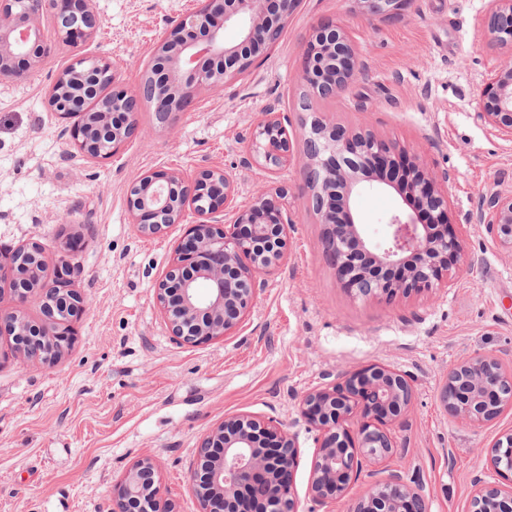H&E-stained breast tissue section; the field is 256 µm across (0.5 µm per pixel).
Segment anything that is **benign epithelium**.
<instances>
[{
    "instance_id": "obj_1",
    "label": "benign epithelium",
    "mask_w": 512,
    "mask_h": 512,
    "mask_svg": "<svg viewBox=\"0 0 512 512\" xmlns=\"http://www.w3.org/2000/svg\"><path fill=\"white\" fill-rule=\"evenodd\" d=\"M162 38L148 70L159 82L135 95L101 79L113 77L112 62L76 54L48 91L50 109L62 118L79 116L70 145L81 156L102 158L100 145L112 134L117 152L136 131V96H149L156 121L170 125L202 89L217 90L264 59L296 11L299 0H200ZM368 17L399 14L407 0H359ZM51 12L60 37L74 48L100 28L91 0H0V80L29 77L46 46L37 20ZM237 29L224 42V29ZM487 43L503 50V61L483 90L478 117L512 139V0H488ZM364 72V62L343 28L320 25L304 50L301 81L313 99L344 95ZM252 157L276 174L304 161L305 190L324 224V253L338 283L355 298H395L440 288L452 281V261L463 252L460 236L448 229L452 203L448 172L433 171L407 159V150L373 133L314 117L301 145L288 132V118L268 107L261 113ZM375 170L376 187L396 192L407 208L389 217L385 241L373 240L353 213L351 201L362 190L363 167ZM235 181L223 169H202L192 177L149 171L127 191L126 204L141 233L158 235L181 223L186 209L197 221L176 250L153 294L166 326L179 344L211 340L235 332L250 314L258 279L282 264L289 247L288 220L270 190H261L243 209L232 206ZM483 224L501 246L512 250V193L491 195ZM9 280L19 298L40 295L41 323L15 312L0 313L16 337L15 356L35 366L56 365L72 342L71 318L80 310L75 289L59 277L39 244L11 255ZM207 284L206 294L199 283ZM414 389L389 367L370 365L345 377L338 387L307 392L301 413L318 435L311 464L310 495L326 505L348 491L361 473L392 455L390 426L407 416ZM440 400L452 415L473 424L496 418L512 405V371L490 355L475 354L449 373ZM361 407L351 435L345 422ZM300 450L295 436L274 419L241 414L206 434L191 472L201 512H298L292 473ZM174 512L163 500L156 469L135 461L117 485L112 512ZM353 512H428L419 483L397 471L373 484ZM470 512H512V433L484 452L482 475L473 480Z\"/></svg>"
}]
</instances>
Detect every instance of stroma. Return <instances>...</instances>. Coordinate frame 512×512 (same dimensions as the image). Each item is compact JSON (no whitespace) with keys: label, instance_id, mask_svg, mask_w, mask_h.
Here are the masks:
<instances>
[{"label":"stroma","instance_id":"stroma-1","mask_svg":"<svg viewBox=\"0 0 512 512\" xmlns=\"http://www.w3.org/2000/svg\"><path fill=\"white\" fill-rule=\"evenodd\" d=\"M92 6L102 25L80 52L111 60L119 85L133 92L156 44L196 0ZM486 10L487 0H408L399 17L370 19L359 0H300L265 60L221 90L200 92L169 126L143 105L135 135L95 161L73 155L66 120L47 105L77 51L51 18L41 19V65L25 81L0 82V253L34 241L50 261L65 258L84 306L71 323V349L52 367L23 368L9 332L0 333V512H109L115 484L144 457L175 512H200L190 478L197 445L240 413L276 419L296 435L301 512H351L375 478L362 473L330 506L311 501L316 432L299 404L306 392L372 364L403 372L415 391L408 419L392 430L398 451L388 468L422 484L431 512H467L480 449L512 432L510 407L475 426L440 400L449 369L470 355L512 366V251L475 221L485 196L512 191V139L475 119L501 62L485 40ZM324 22L352 33L367 70L348 94L314 100V110L450 174L452 220L464 226L451 287L392 300L350 296L323 254L324 226L308 207L301 165L273 176L250 157L266 107L287 116L292 139L301 137L303 50ZM216 166L234 176L237 207L261 187L284 189L290 247L237 331L179 345L152 286L196 216L186 211L181 223L146 236L126 193L148 170ZM400 203L396 193L367 187L355 208L380 240Z\"/></svg>","mask_w":512,"mask_h":512}]
</instances>
